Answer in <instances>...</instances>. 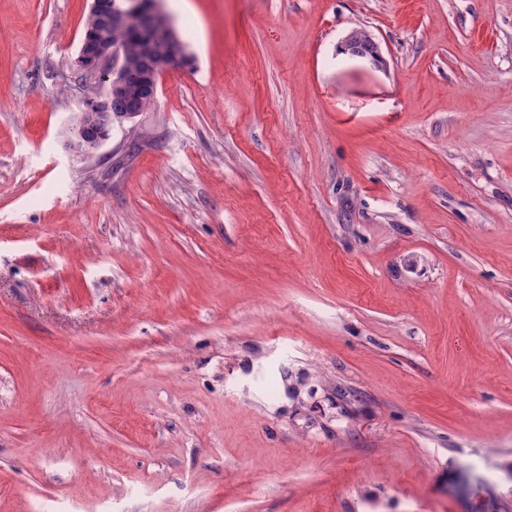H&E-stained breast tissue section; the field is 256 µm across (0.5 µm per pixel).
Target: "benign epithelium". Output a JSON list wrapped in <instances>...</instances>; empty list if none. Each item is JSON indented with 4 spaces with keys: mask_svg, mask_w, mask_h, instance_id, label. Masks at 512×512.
Here are the masks:
<instances>
[{
    "mask_svg": "<svg viewBox=\"0 0 512 512\" xmlns=\"http://www.w3.org/2000/svg\"><path fill=\"white\" fill-rule=\"evenodd\" d=\"M138 15L143 21L144 29L155 36H171L175 33L172 21L164 14L161 0H131L125 7H118L106 0H92L90 15L98 23L110 29L114 25L126 22L128 14ZM119 50L105 37L81 39L77 57L73 61L82 87L95 85L99 88L100 102L98 112L103 122L112 124V99L119 95L143 94L147 100H155L159 79L175 67L185 65L178 57L148 58L143 62L137 84L131 85L118 75ZM86 98H81L71 112L69 133L78 140L88 142V149H79L74 154L82 157L92 156L106 141L88 124Z\"/></svg>",
    "mask_w": 512,
    "mask_h": 512,
    "instance_id": "obj_1",
    "label": "benign epithelium"
}]
</instances>
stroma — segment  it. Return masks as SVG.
Listing matches in <instances>:
<instances>
[{
	"label": "stroma",
	"instance_id": "1",
	"mask_svg": "<svg viewBox=\"0 0 512 512\" xmlns=\"http://www.w3.org/2000/svg\"><path fill=\"white\" fill-rule=\"evenodd\" d=\"M90 4L0 0V512H512V0H164L82 159ZM350 33H351L350 48L355 53L356 52L368 53V52H372L375 49L374 44L372 43V41L374 43H375V41L371 35H370V38L372 39V41L366 36V34L361 29L352 30ZM375 45L377 47V51L374 52L369 57L364 56V58H369V60L373 64H378L381 61H383V58H382L380 51L378 50V46L376 43H375ZM85 101L86 96H83L77 102L75 109L70 113L71 115L68 121V128L69 133L75 136L78 141L86 142L89 145L88 149H79L75 151L68 149L76 155L91 157L103 145V143L108 140L109 137L100 136L90 127L85 113L87 112L84 107Z\"/></svg>",
	"mask_w": 512,
	"mask_h": 512
}]
</instances>
